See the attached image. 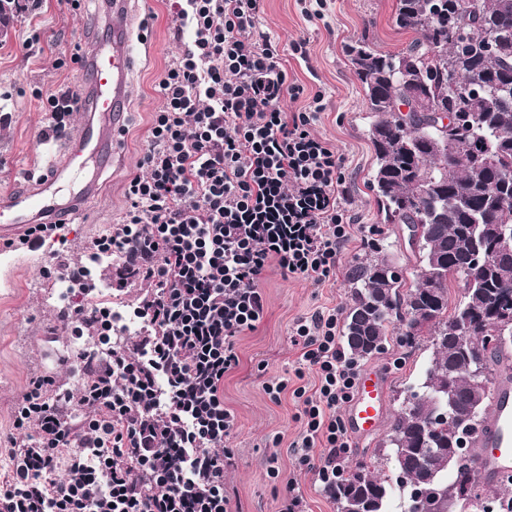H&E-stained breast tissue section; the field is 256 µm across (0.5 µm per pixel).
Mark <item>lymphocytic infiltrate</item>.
Instances as JSON below:
<instances>
[{"mask_svg":"<svg viewBox=\"0 0 512 512\" xmlns=\"http://www.w3.org/2000/svg\"><path fill=\"white\" fill-rule=\"evenodd\" d=\"M260 10L261 0H171V25L190 39L155 87L162 106L128 207L99 238L117 288L146 287L133 309L141 330L105 355L81 354L76 392L31 379L13 412L0 512H239L224 487L234 456L224 441L237 428L224 378L237 341L263 316L270 269L325 284L352 237L344 159L311 131L321 100L283 109L303 88L259 32ZM110 312L89 297L60 320L98 339ZM338 329L334 311L299 320L295 375L314 382L266 386L272 400L289 389L301 402L298 463L325 493L346 470L340 409L361 371Z\"/></svg>","mask_w":512,"mask_h":512,"instance_id":"1","label":"lymphocytic infiltrate"}]
</instances>
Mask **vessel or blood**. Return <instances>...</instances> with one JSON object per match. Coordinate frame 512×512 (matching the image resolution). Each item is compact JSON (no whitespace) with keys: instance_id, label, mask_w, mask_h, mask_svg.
<instances>
[{"instance_id":"1","label":"vessel or blood","mask_w":512,"mask_h":512,"mask_svg":"<svg viewBox=\"0 0 512 512\" xmlns=\"http://www.w3.org/2000/svg\"><path fill=\"white\" fill-rule=\"evenodd\" d=\"M131 0H104L102 14L85 27V106L78 112L77 136H63L60 157L24 186L0 193V247H9L38 224L81 222L98 199L103 176L121 167L118 139L133 96L138 48L130 19ZM384 374L364 370L357 381L346 422L349 431L369 438L380 431L385 413ZM470 457L478 480L499 484L512 475V369L503 368L492 407L479 429Z\"/></svg>"}]
</instances>
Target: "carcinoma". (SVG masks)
<instances>
[{"mask_svg":"<svg viewBox=\"0 0 512 512\" xmlns=\"http://www.w3.org/2000/svg\"><path fill=\"white\" fill-rule=\"evenodd\" d=\"M465 20L461 0H397L395 26L416 34L404 51L386 53L359 41L348 56L366 96L369 138L375 155L371 188L389 224H422L423 248L412 283L434 279L437 288L409 287L388 276V255L354 264L348 275L349 304L343 346L357 360L382 353L395 329L410 316L424 323L406 331L405 344L430 351L420 378L404 388L419 391L413 410L398 409L374 457L393 470H409L434 488L459 485L463 501L497 497L498 512H512V492L475 478L469 457L457 454L456 433L474 438L491 402L489 384L511 344L490 347L478 337L493 326L491 307L512 303V257L496 258L501 241H512V0H478L472 19L499 39L495 55L477 43L458 46L457 29ZM462 84L477 83L483 93L465 101L448 92V69ZM412 86L430 111L401 114V85ZM466 107L462 137L448 139L441 157L426 135L439 114ZM480 250L490 255L483 268L470 267ZM460 300L449 307L448 282ZM467 321L471 344L460 341L459 322ZM448 408V420L434 415ZM336 512H392L390 476L380 468L357 465L346 470L330 494Z\"/></svg>","mask_w":512,"mask_h":512,"instance_id":"carcinoma-1","label":"carcinoma"}]
</instances>
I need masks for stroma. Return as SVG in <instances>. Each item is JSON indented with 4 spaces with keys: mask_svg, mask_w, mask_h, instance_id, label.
<instances>
[{
    "mask_svg": "<svg viewBox=\"0 0 512 512\" xmlns=\"http://www.w3.org/2000/svg\"><path fill=\"white\" fill-rule=\"evenodd\" d=\"M101 0H85L81 10L68 9L63 0H38L34 9L15 13L10 34L0 39V192L21 183L25 175L44 173L60 155L50 113L42 111L38 93L60 88L81 89L79 64L70 62L74 44L83 42V23L93 16ZM135 15H148L150 56L142 58L134 74V95L122 134L128 164L113 175L81 223L64 225L63 241L46 240L39 246L16 242L0 251V436L9 433L13 411L30 379L49 376L57 390H75L77 377L64 357H77L78 341L56 326L52 305L57 277L44 276L56 254L81 263L92 239L105 234L127 208L126 183L140 171L153 112L161 106L154 90L168 62L182 49L183 38L169 26L168 0H134ZM396 0H264L259 28L280 47L304 42V54H286L289 82L301 85L298 99L285 100L289 112L308 110L314 95L324 109L311 123V131L326 140L344 158L345 183L340 204L354 226L343 250L335 280L317 286L269 272L262 284L265 310L256 329L240 336V364L224 379V404L234 411L238 431L225 447L236 449L235 465L225 477L227 489L239 500L242 512H279L288 479H295L309 512H336L332 501L301 469L293 446L301 431L300 406L292 395L299 384L294 377L299 355L290 336L299 319L314 312L345 309L347 275L352 265L370 255L369 244L384 239L399 267L415 262L406 245L405 225L382 223L369 187L375 161L368 139L370 124L365 93L358 83L346 49L359 40L381 51L405 50L414 33L394 24ZM51 35L53 46L30 43L34 28ZM67 59L57 68L58 59ZM426 351L405 352L389 344L384 353L362 361V368H381L387 377L388 412H396L397 389L410 383L424 368ZM287 379L280 401L265 391L268 383ZM278 468L271 478L270 468Z\"/></svg>",
    "mask_w": 512,
    "mask_h": 512,
    "instance_id": "obj_1",
    "label": "stroma"
}]
</instances>
